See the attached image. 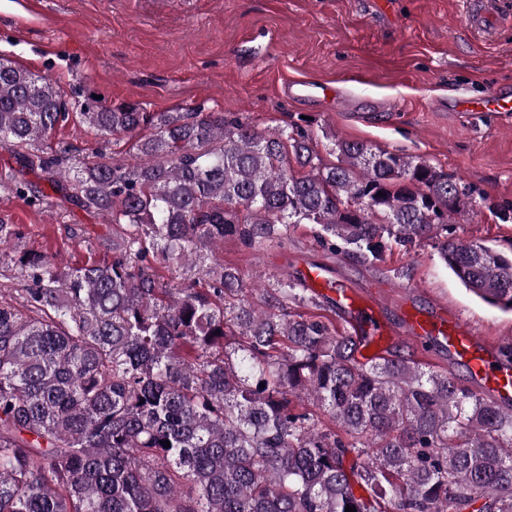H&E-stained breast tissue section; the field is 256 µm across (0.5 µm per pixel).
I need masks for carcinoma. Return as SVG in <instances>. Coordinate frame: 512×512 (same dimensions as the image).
I'll list each match as a JSON object with an SVG mask.
<instances>
[{
    "label": "carcinoma",
    "instance_id": "obj_1",
    "mask_svg": "<svg viewBox=\"0 0 512 512\" xmlns=\"http://www.w3.org/2000/svg\"><path fill=\"white\" fill-rule=\"evenodd\" d=\"M82 116L137 137L139 161L70 173L71 146L44 145L69 119L60 87L0 62V143L115 225L110 261L61 271L47 255L11 257L23 288L0 299V512H512L511 409L390 350L358 361L355 336L297 311L312 300L300 280L259 309L236 267L205 263L226 239L250 247L292 224L375 260L448 231L457 183L362 142H335L338 164L323 166L305 135L222 112L127 103ZM12 190L49 198L23 179ZM19 236L1 217V256ZM439 253L512 312L511 255L452 239ZM155 261L211 284L164 285Z\"/></svg>",
    "mask_w": 512,
    "mask_h": 512
}]
</instances>
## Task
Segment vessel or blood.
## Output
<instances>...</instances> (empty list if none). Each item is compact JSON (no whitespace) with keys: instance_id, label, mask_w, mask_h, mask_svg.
Returning <instances> with one entry per match:
<instances>
[{"instance_id":"b4317fda","label":"vessel or blood","mask_w":512,"mask_h":512,"mask_svg":"<svg viewBox=\"0 0 512 512\" xmlns=\"http://www.w3.org/2000/svg\"><path fill=\"white\" fill-rule=\"evenodd\" d=\"M453 109L506 115L512 113V101L492 92L480 98L459 100ZM303 276L309 288L324 292L335 300L338 309L350 319L355 335L378 337L390 334L391 329L382 320L374 299L359 298L347 287H330L318 266L307 267ZM404 319L413 335L438 342L457 362L463 363L476 380L480 393L503 408L512 407V366L498 361L472 326L438 304L428 314L408 312Z\"/></svg>"}]
</instances>
